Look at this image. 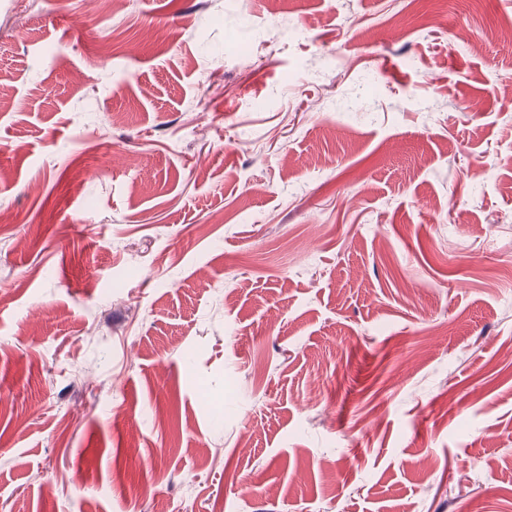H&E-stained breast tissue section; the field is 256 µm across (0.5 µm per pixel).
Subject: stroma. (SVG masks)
<instances>
[{
  "label": "stroma",
  "instance_id": "35a3bbf8",
  "mask_svg": "<svg viewBox=\"0 0 512 512\" xmlns=\"http://www.w3.org/2000/svg\"><path fill=\"white\" fill-rule=\"evenodd\" d=\"M491 24L0 0V512H512Z\"/></svg>",
  "mask_w": 512,
  "mask_h": 512
}]
</instances>
